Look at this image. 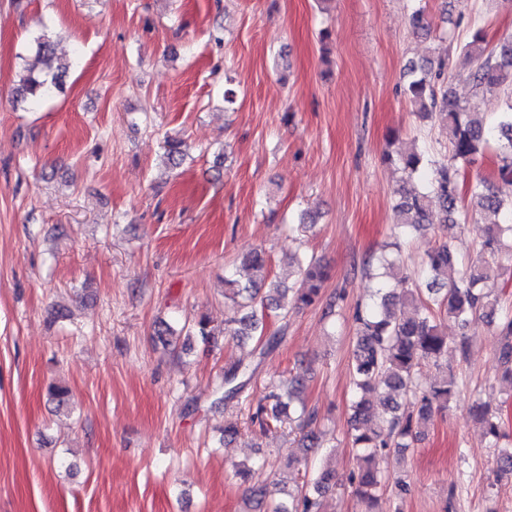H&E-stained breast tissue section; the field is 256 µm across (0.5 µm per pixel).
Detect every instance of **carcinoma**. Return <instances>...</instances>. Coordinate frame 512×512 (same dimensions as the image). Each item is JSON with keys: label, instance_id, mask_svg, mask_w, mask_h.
Returning a JSON list of instances; mask_svg holds the SVG:
<instances>
[{"label": "carcinoma", "instance_id": "obj_1", "mask_svg": "<svg viewBox=\"0 0 512 512\" xmlns=\"http://www.w3.org/2000/svg\"><path fill=\"white\" fill-rule=\"evenodd\" d=\"M462 50L480 60L473 76L477 87L512 90V39H504L489 50L478 30ZM36 57L44 70L37 73L30 68L18 77L15 96L23 102L35 103L49 96L69 69V64L56 57L55 43L47 33L36 39ZM438 78L440 74H431L428 66L415 69L404 94L414 111L424 117L436 112L447 125L451 162L431 160L418 150L396 157L386 155L385 162L402 173V185L396 190L393 207L395 224L400 235L408 238L433 223L435 213L441 215L443 224L457 223L461 200L458 163L473 162L490 141L496 140L501 147L502 186L494 189L477 180L467 189L480 209L506 215L503 224H483L478 228L481 249L493 257L506 248L512 250V104L508 111L498 113L486 123L465 112L447 83L436 82ZM416 175L425 179L420 190L407 187ZM241 263L256 277L245 283L234 274L224 278L225 298L244 310L235 320L236 327L226 332L237 340L263 336L265 310L269 308L286 311L320 302L329 277L326 267L313 256L297 259L300 279L288 287L266 281V258L262 251L245 254ZM505 274L503 267L486 259L461 271L448 245L442 244L426 253L416 279L411 281L404 276L395 288L377 289L372 303L356 306L350 368L355 400L350 435L354 447L359 449L354 480L367 512H372L377 491L386 483L394 482L401 491L406 487L401 477L393 478L379 469L377 457L388 456L395 448L409 447L405 439L417 440L421 434L419 426L456 397L458 386L452 374L430 388H422L417 382L422 363L448 360V337L442 332L445 320L452 318L464 326L478 316L498 325L504 339L500 349L501 361L506 366L503 379L512 385V313L503 311L499 302V284ZM192 336L208 342L215 332L209 320L202 317L188 331L187 337ZM251 377L248 367L239 362L229 363L224 369V399L237 397ZM300 385V379L294 377L269 392L258 401L251 420L258 421L264 430L270 426L263 417L268 402L275 421L297 414L298 426L303 431L302 446L309 450L316 447V436L311 430L316 414L304 406L294 409ZM475 412L484 424L485 435L498 441L500 418L483 406L476 407ZM265 466L266 462H258L237 474L252 483L250 493L258 504L267 505L266 512H323L324 500L335 488L333 469L317 470L297 492H289L281 500L274 496L269 483L255 479ZM497 466L501 476L512 479V449L499 450Z\"/></svg>", "mask_w": 512, "mask_h": 512}]
</instances>
